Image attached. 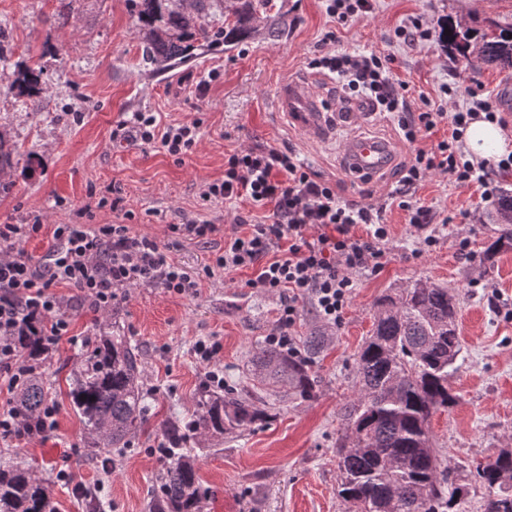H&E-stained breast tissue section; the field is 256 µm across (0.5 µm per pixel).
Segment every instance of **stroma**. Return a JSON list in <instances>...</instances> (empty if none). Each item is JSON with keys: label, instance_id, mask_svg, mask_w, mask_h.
Here are the masks:
<instances>
[{"label": "stroma", "instance_id": "35a3bbf8", "mask_svg": "<svg viewBox=\"0 0 512 512\" xmlns=\"http://www.w3.org/2000/svg\"><path fill=\"white\" fill-rule=\"evenodd\" d=\"M287 9L291 25L281 39L259 36L152 73L142 64L132 0H0V136L12 152L11 170L0 175L7 184L0 224H110L128 211L133 232L199 272L223 250L237 218L259 214L245 202L203 201V185L223 177L225 155L267 145L292 150L312 172L335 179L345 200L382 204L395 175L367 183L350 179L341 148L358 131L401 141L392 114L372 113L360 127L341 125L329 140L316 141L276 107L280 86L300 80L327 111H348L351 104L342 100L335 79L309 66L340 49L387 56L412 96L445 110L468 107L475 96L490 99L507 115L505 129L512 133V70L465 67L439 38L448 20L481 29L492 22L512 25V0H375L372 13L344 27L326 15L323 0H287ZM415 17L433 36L409 46L395 31ZM31 67L41 70L35 108L9 89ZM137 112L154 114L163 126L197 123L193 153L179 161L160 144L114 139ZM116 196L123 200L117 212ZM417 196L438 217L432 250L421 251L404 211L388 206L387 262L378 274L354 275L341 321L327 324L311 303L300 304L297 341L315 333L329 338L313 366L312 397L300 398L288 387L271 392L251 373V358L279 309L278 296L248 287L251 270L215 271L194 297L150 285L122 288L111 309L98 312L76 289L61 286L70 330L40 367L53 383L55 425L32 438H0V448L53 483L58 512H94L98 501L106 503L105 512H149L161 469L156 448L168 428L196 412L208 367L193 349L210 337L222 345L217 367L225 385L256 397L268 418L233 434L190 440L199 475L213 491L203 512H342L336 448L344 432L341 409L358 390L354 360L372 334L378 299L422 281L455 288L460 298L463 348L448 377L456 402L432 417L430 433L452 480L464 489L454 512H483L487 489L476 467L512 449V318L498 314L492 301L498 295L512 304V251L488 264L478 261L495 232L486 219L495 203L479 184L434 173ZM201 215L220 224V232L200 241L176 237L173 225ZM463 239L469 242L465 256ZM111 330L136 342L140 383L149 393L143 425L115 454L93 448L70 407L67 383L81 365L85 339ZM62 469L72 483L57 481Z\"/></svg>", "mask_w": 512, "mask_h": 512}]
</instances>
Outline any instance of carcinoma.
<instances>
[{"label":"carcinoma","mask_w":512,"mask_h":512,"mask_svg":"<svg viewBox=\"0 0 512 512\" xmlns=\"http://www.w3.org/2000/svg\"><path fill=\"white\" fill-rule=\"evenodd\" d=\"M136 0L142 33V63L152 72L165 71L192 55L195 46L223 43L228 50L257 35L277 40L288 31L285 0H219L224 4L216 26L214 0ZM451 34L443 40L469 65L496 64L512 68V25H491L479 31L447 21ZM40 73L21 74L12 88L37 102ZM493 223L496 236L484 259L512 250V192L504 194ZM372 335L356 358L358 398L346 406V433L337 448L339 496L345 512H450L460 496L445 459L432 448L431 417L456 402L448 386L449 371L461 351L458 300L452 289L416 283L377 302ZM21 362L30 375L21 383L14 410L34 420L49 400L51 384L38 372L47 348L37 328L14 337ZM92 349L71 377V408L86 432L105 448L125 447L147 411L148 395L138 383L140 355L126 336H95ZM298 358L262 345L251 359L254 376L265 386L281 383L302 398L313 394L317 380L312 367L324 348L325 336L303 341ZM253 398L233 391L199 392L197 411L183 427L168 433L170 452L163 460L149 512H201L200 503L213 495L203 485L195 457L183 452L190 436H222L266 419ZM486 486L484 512H512V450L477 467ZM0 512H57L54 490L19 462L0 463Z\"/></svg>","instance_id":"obj_1"}]
</instances>
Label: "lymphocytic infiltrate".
<instances>
[{
  "mask_svg": "<svg viewBox=\"0 0 512 512\" xmlns=\"http://www.w3.org/2000/svg\"><path fill=\"white\" fill-rule=\"evenodd\" d=\"M312 68L335 74L343 93L367 101L376 112H392L408 143L420 133H432L441 124L452 128L449 138L430 149L418 148L412 161L398 172L389 193L407 220L423 235L425 248L437 239L428 234L433 212L416 197L417 186L439 172L455 182L479 183L485 198L496 187L484 167L464 160L463 134L474 116L495 121L499 115L489 101L478 100L463 110L418 111L405 83L395 80L388 61L377 53L341 51L312 60ZM118 137L145 144L160 143L175 158L191 153L197 142V124L159 126L154 115L134 113L122 124ZM201 197L208 202L246 201L269 209L268 220L253 224L246 233L224 237V249L199 275L170 260L158 243L133 233L127 224H57L54 245L44 263L31 260L22 242L38 237V224H0V383L14 389L28 375L18 358L13 336L28 323L40 321L47 347L58 346L68 335L71 318L58 286L76 288L92 308L108 309L119 289L155 284L167 292L193 297L201 278L221 269L231 274L252 270L248 287L281 296L276 327L267 344L289 356L301 354L292 334L301 302H311L326 323H338L348 305L351 273H378L387 261L384 245L389 226L384 206L355 205L341 198L336 184L311 173L296 156L274 146L233 153L224 160L223 178L206 183Z\"/></svg>",
  "mask_w": 512,
  "mask_h": 512,
  "instance_id": "1",
  "label": "lymphocytic infiltrate"
}]
</instances>
